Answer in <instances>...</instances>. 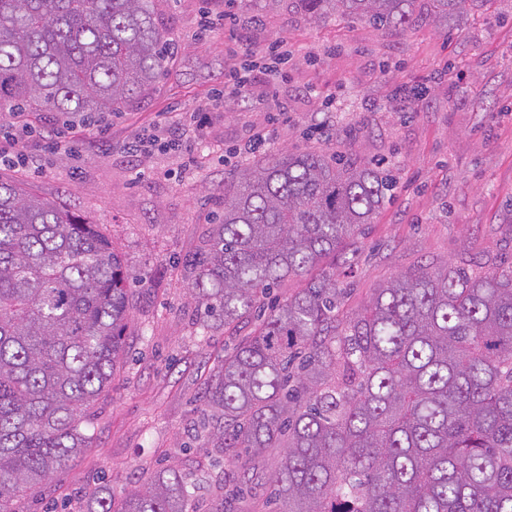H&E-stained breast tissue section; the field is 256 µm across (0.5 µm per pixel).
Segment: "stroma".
<instances>
[{"mask_svg": "<svg viewBox=\"0 0 512 512\" xmlns=\"http://www.w3.org/2000/svg\"><path fill=\"white\" fill-rule=\"evenodd\" d=\"M205 14L213 27L202 39ZM223 14L224 0H161L158 21L181 50L154 88L105 118L104 145L94 143L96 125L52 112L0 124L29 132L23 161L0 165V180L97 224L131 277L126 355L87 414L92 446L20 499L17 512H79L98 486L118 496L133 477L162 466L197 484L194 507L206 512L223 466L190 425L210 369L253 326L240 324L233 336L202 333L175 260L206 240L224 178L245 162L241 149L255 133L269 132L274 149L332 147L335 139L317 128L325 120L389 168L391 196L365 226L344 279L347 308L419 264L512 265V0H472L465 17L447 24L395 29L341 18L314 24L256 4L239 14L248 42L238 56ZM275 40L288 60L273 74L262 51ZM235 65L255 81L248 102L224 108L218 101ZM397 82L426 94L392 107ZM190 115L203 120L191 147L128 151L138 137H169Z\"/></svg>", "mask_w": 512, "mask_h": 512, "instance_id": "1", "label": "stroma"}]
</instances>
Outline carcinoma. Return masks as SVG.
I'll list each match as a JSON object with an SVG mask.
<instances>
[{
	"mask_svg": "<svg viewBox=\"0 0 512 512\" xmlns=\"http://www.w3.org/2000/svg\"><path fill=\"white\" fill-rule=\"evenodd\" d=\"M157 0H0V119L94 121L154 87L178 52ZM402 27L469 0H286ZM336 150L260 154L224 180V211L183 261L189 296L224 329L295 281L224 352L201 397L205 447L227 464L210 512H238L271 449L272 512H512V266L402 271L343 312L330 257L393 189L380 163ZM128 273L95 225L0 181V512L69 467L84 410L112 385L129 323ZM183 473L106 485L83 512H194Z\"/></svg>",
	"mask_w": 512,
	"mask_h": 512,
	"instance_id": "cac0c4a2",
	"label": "carcinoma"
}]
</instances>
